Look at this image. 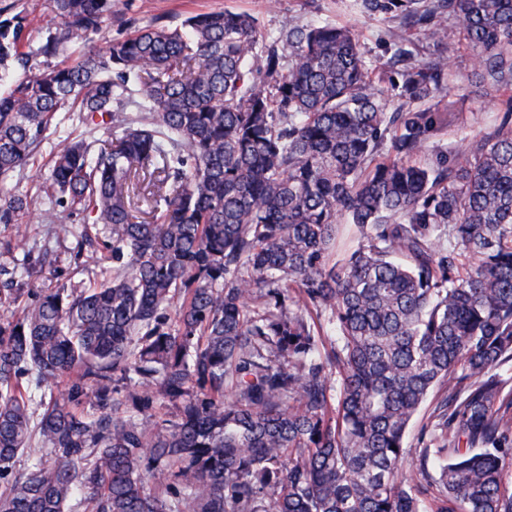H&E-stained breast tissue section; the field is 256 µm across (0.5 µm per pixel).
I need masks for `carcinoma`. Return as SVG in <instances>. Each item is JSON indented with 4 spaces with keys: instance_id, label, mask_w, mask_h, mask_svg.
<instances>
[{
    "instance_id": "carcinoma-1",
    "label": "carcinoma",
    "mask_w": 512,
    "mask_h": 512,
    "mask_svg": "<svg viewBox=\"0 0 512 512\" xmlns=\"http://www.w3.org/2000/svg\"><path fill=\"white\" fill-rule=\"evenodd\" d=\"M54 3L35 45L0 8V224L60 208L112 271L0 286V512H512V0H355L440 49L393 41L383 89L347 25L100 51L112 0ZM462 40L501 115L425 164ZM50 174L49 168V146L44 144L32 157L29 165L19 175L5 185L17 193H34L36 187L44 182ZM435 405V396L430 395L427 401L423 404L417 415L415 416L412 424L409 427L407 432L405 443L407 448H409L413 453L416 448H420L421 441L420 436L422 429L429 424L430 421V413Z\"/></svg>"
}]
</instances>
